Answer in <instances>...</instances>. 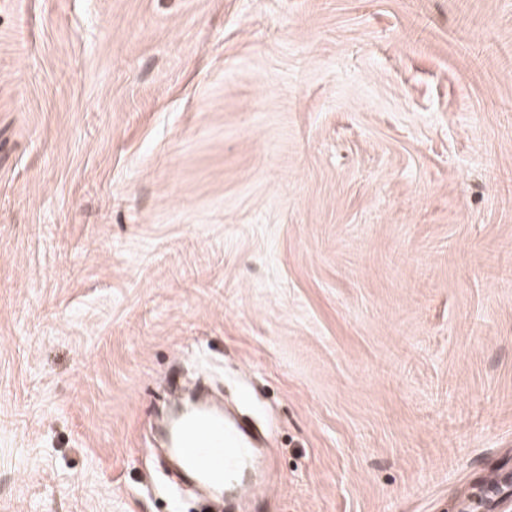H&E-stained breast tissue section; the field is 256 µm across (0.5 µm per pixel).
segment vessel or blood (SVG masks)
Here are the masks:
<instances>
[{"mask_svg": "<svg viewBox=\"0 0 512 512\" xmlns=\"http://www.w3.org/2000/svg\"><path fill=\"white\" fill-rule=\"evenodd\" d=\"M171 445L191 479L237 495L250 492L264 454L245 421L204 405L172 424Z\"/></svg>", "mask_w": 512, "mask_h": 512, "instance_id": "vessel-or-blood-1", "label": "vessel or blood"}]
</instances>
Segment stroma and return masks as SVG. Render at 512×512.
I'll list each match as a JSON object with an SVG mask.
<instances>
[{
    "mask_svg": "<svg viewBox=\"0 0 512 512\" xmlns=\"http://www.w3.org/2000/svg\"><path fill=\"white\" fill-rule=\"evenodd\" d=\"M512 512V0H0V512ZM218 384L219 383L215 381L214 378L208 373L200 370L192 364H187L185 368H183L181 391L177 394H172L168 387L166 391H163L161 412L162 417L161 424L158 427H162L167 423L169 414L177 406L190 401L197 387L201 385L208 386L218 397L224 399V387L220 384L219 387ZM171 445L181 468L193 480L244 495L267 453L249 425L204 405L171 426Z\"/></svg>",
    "mask_w": 512,
    "mask_h": 512,
    "instance_id": "stroma-1",
    "label": "stroma"
}]
</instances>
